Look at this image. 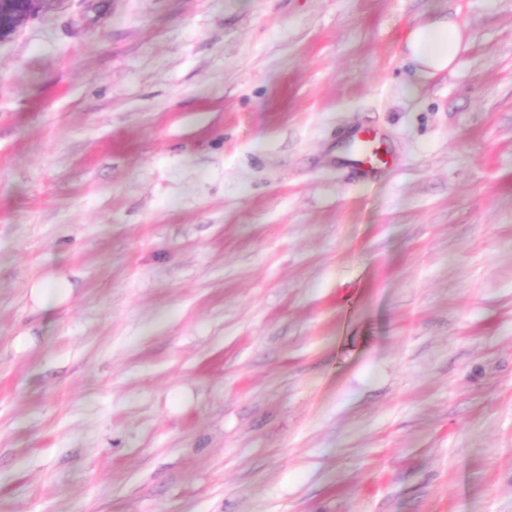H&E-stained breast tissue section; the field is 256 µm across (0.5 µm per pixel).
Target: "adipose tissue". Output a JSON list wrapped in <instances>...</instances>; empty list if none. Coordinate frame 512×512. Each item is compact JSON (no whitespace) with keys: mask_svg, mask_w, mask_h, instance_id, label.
<instances>
[{"mask_svg":"<svg viewBox=\"0 0 512 512\" xmlns=\"http://www.w3.org/2000/svg\"><path fill=\"white\" fill-rule=\"evenodd\" d=\"M463 41L461 27L449 17L410 28L404 44L416 64V79L421 81L451 69Z\"/></svg>","mask_w":512,"mask_h":512,"instance_id":"ef3b65f1","label":"adipose tissue"}]
</instances>
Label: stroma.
<instances>
[{
	"instance_id": "obj_1",
	"label": "stroma",
	"mask_w": 512,
	"mask_h": 512,
	"mask_svg": "<svg viewBox=\"0 0 512 512\" xmlns=\"http://www.w3.org/2000/svg\"><path fill=\"white\" fill-rule=\"evenodd\" d=\"M0 512H512V0H56L1 42ZM416 64L418 81L453 67L464 41L461 27L449 15L410 28L403 39ZM380 141L379 133L376 130L358 129L353 134L354 165L364 172H371L387 164L385 154L381 152Z\"/></svg>"
}]
</instances>
